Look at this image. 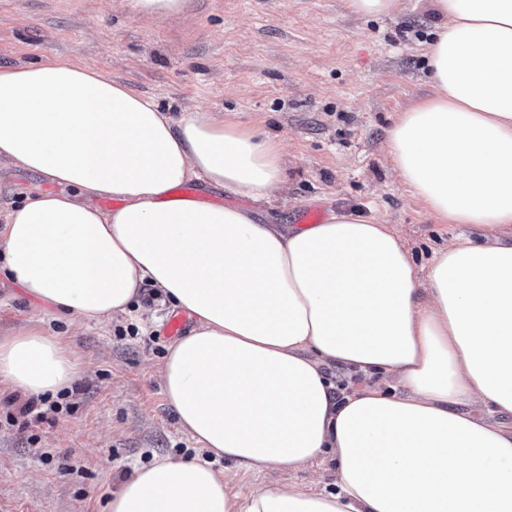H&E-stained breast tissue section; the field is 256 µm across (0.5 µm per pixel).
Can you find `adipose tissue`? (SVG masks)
Returning a JSON list of instances; mask_svg holds the SVG:
<instances>
[{"label":"adipose tissue","mask_w":512,"mask_h":512,"mask_svg":"<svg viewBox=\"0 0 512 512\" xmlns=\"http://www.w3.org/2000/svg\"><path fill=\"white\" fill-rule=\"evenodd\" d=\"M431 96L397 114L393 169L445 224H474L417 266L400 235L351 213L304 229L175 199L198 181L254 201L283 184L281 143L154 100L68 60L0 67V161L58 184L0 216L17 283L86 320L129 313L142 285L196 318L161 381L179 428L251 474L336 464L334 490L248 497L193 460L137 469L108 512H512V0H434ZM119 200L101 210L94 198ZM340 364L376 385L336 399ZM60 341L0 340V382L70 386Z\"/></svg>","instance_id":"obj_1"}]
</instances>
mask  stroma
Returning <instances> with one entry per match:
<instances>
[{
  "label": "stroma",
  "instance_id": "1",
  "mask_svg": "<svg viewBox=\"0 0 512 512\" xmlns=\"http://www.w3.org/2000/svg\"><path fill=\"white\" fill-rule=\"evenodd\" d=\"M442 19L431 0H397L385 15L352 13L346 0H184L174 18L138 13L133 0H0V66L66 59L102 70L153 99L172 118L201 110L279 139L285 183L257 207L263 222L301 227L304 211H345L394 227L418 265L468 224L439 222L395 175L389 130L398 112L430 96L428 45ZM56 186L0 163V211ZM137 321H79L27 294L0 271V337L57 338L78 373L70 410L19 428L0 384V512H104L134 470L160 457L203 461L159 377L174 310L143 286ZM136 324L135 336L118 330ZM213 468L235 492L270 483L331 487L334 465L255 476L224 460Z\"/></svg>",
  "mask_w": 512,
  "mask_h": 512
}]
</instances>
